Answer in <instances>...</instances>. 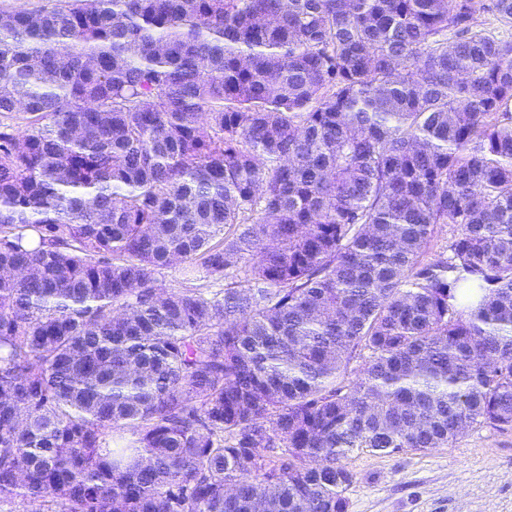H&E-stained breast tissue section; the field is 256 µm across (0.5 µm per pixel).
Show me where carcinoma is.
<instances>
[{
    "label": "carcinoma",
    "mask_w": 512,
    "mask_h": 512,
    "mask_svg": "<svg viewBox=\"0 0 512 512\" xmlns=\"http://www.w3.org/2000/svg\"><path fill=\"white\" fill-rule=\"evenodd\" d=\"M481 9L512 25L0 12V507L347 512L354 452L512 429V41ZM181 264L224 291L158 285ZM476 25L479 29L485 30L495 38L512 41V25H505L500 22L490 11L480 10L477 12Z\"/></svg>",
    "instance_id": "cac0c4a2"
}]
</instances>
